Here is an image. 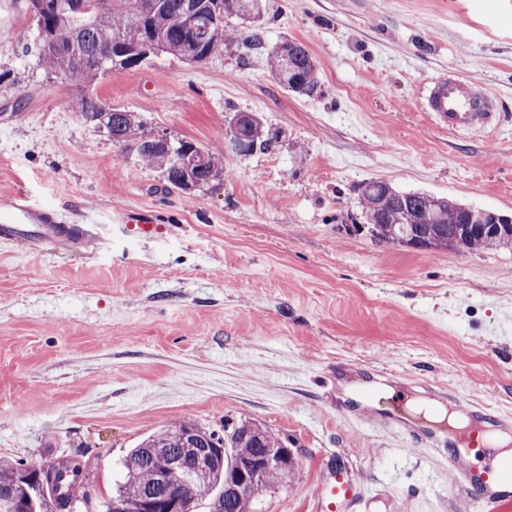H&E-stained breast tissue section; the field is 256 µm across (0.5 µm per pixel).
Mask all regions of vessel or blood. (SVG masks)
<instances>
[{"label":"vessel or blood","instance_id":"1","mask_svg":"<svg viewBox=\"0 0 512 512\" xmlns=\"http://www.w3.org/2000/svg\"><path fill=\"white\" fill-rule=\"evenodd\" d=\"M420 104L439 125L455 135L496 129L490 95L476 91L470 82L457 76L432 81L423 89ZM118 231L128 237L152 238L162 235L164 227L150 214L131 212L123 215ZM89 236V225L70 220L67 208L39 206L22 194L0 198L1 239L21 241L29 249L44 251L62 243L76 248ZM468 416L469 427L449 430L444 438L426 428L406 427L387 411L378 412L374 422L405 443L433 453L449 471L456 473L458 512H504L512 505V454L498 457L490 436L512 432V422L479 405L473 406ZM464 445L486 452L491 464L480 471L463 465L460 448ZM366 496L367 490L357 474L339 469L320 485L317 501L320 512H353Z\"/></svg>","mask_w":512,"mask_h":512}]
</instances>
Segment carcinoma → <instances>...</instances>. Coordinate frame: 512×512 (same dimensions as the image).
Masks as SVG:
<instances>
[{
  "label": "carcinoma",
  "instance_id": "1",
  "mask_svg": "<svg viewBox=\"0 0 512 512\" xmlns=\"http://www.w3.org/2000/svg\"><path fill=\"white\" fill-rule=\"evenodd\" d=\"M128 0H86L87 10L76 12L71 0H27L35 22L38 60L52 73L82 86L114 69L137 67L149 58L144 44L153 41L159 51L202 63L214 56L226 41L229 19L243 22L257 18L261 0H221L224 13L211 18L216 0H157L160 8L145 16L126 9ZM55 35L46 46L42 32ZM249 51L266 56L273 74L286 90L311 97L317 91L315 62L305 43L285 39L266 45L263 27L257 25L242 42ZM76 109L84 122L105 131L112 141L130 148L143 161L162 169L174 188L191 192L211 185L224 176V160L206 153L205 163L186 169L172 161V154L198 152L196 145L173 139L165 146L142 130L132 112L110 108L99 99L83 94ZM237 130L227 137L244 145V153L269 147L261 120L253 112L236 116ZM364 223L354 225L380 243L405 245L417 250L448 249L461 244L466 249L512 247V225L494 223L493 212L465 203L449 201L418 191L400 190L384 180H371L359 187ZM208 451L213 464L196 474L188 512L199 501L210 498V512H246L247 504L274 486L296 475L295 465H274L256 479L227 492L225 480L235 476L246 462L259 455L278 458L290 449L274 434L251 421L224 425V435L185 421L143 439L122 460L123 482L105 502L122 501L127 512H163V489L153 477L174 461L192 454V448ZM47 465L34 461L0 460V512H27V489L46 483L53 487L56 512H76L70 487L83 485L82 469L65 461L50 480Z\"/></svg>",
  "mask_w": 512,
  "mask_h": 512
}]
</instances>
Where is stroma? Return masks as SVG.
I'll return each mask as SVG.
<instances>
[{
  "label": "stroma",
  "instance_id": "35a3bbf8",
  "mask_svg": "<svg viewBox=\"0 0 512 512\" xmlns=\"http://www.w3.org/2000/svg\"><path fill=\"white\" fill-rule=\"evenodd\" d=\"M267 43L304 42L318 95L284 90L228 42L203 63L163 54L89 85L145 130L222 154L224 178L168 187L74 109L47 73L26 0H0V196L68 206L94 240L66 254L0 245V458L80 463L102 512L129 448L191 420H250L287 439L298 472L250 512H317L327 464L355 470L363 512H448L434 458L345 414L338 382L425 379L512 416V248L415 250L354 231L381 179L512 216V0H265ZM440 73L490 93L492 135H449L417 104ZM279 138L226 153L234 113ZM151 211L164 237L113 234Z\"/></svg>",
  "mask_w": 512,
  "mask_h": 512
}]
</instances>
